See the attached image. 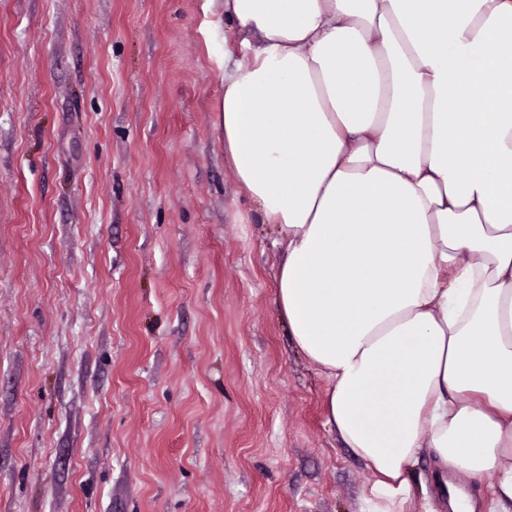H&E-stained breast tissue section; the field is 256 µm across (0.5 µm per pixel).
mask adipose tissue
Masks as SVG:
<instances>
[{
    "instance_id": "adipose-tissue-1",
    "label": "adipose tissue",
    "mask_w": 512,
    "mask_h": 512,
    "mask_svg": "<svg viewBox=\"0 0 512 512\" xmlns=\"http://www.w3.org/2000/svg\"><path fill=\"white\" fill-rule=\"evenodd\" d=\"M224 153L284 258L276 301L373 478L421 453L512 512V0H224Z\"/></svg>"
}]
</instances>
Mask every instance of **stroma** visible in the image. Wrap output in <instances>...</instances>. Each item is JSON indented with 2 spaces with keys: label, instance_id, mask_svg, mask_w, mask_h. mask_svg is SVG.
<instances>
[{
  "label": "stroma",
  "instance_id": "stroma-1",
  "mask_svg": "<svg viewBox=\"0 0 512 512\" xmlns=\"http://www.w3.org/2000/svg\"><path fill=\"white\" fill-rule=\"evenodd\" d=\"M222 0H0V512H358L224 156Z\"/></svg>",
  "mask_w": 512,
  "mask_h": 512
}]
</instances>
